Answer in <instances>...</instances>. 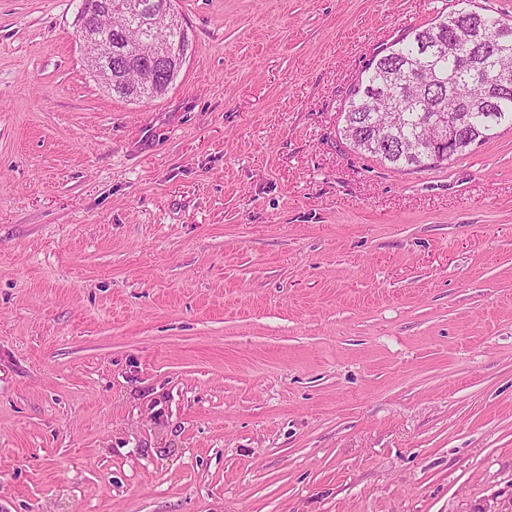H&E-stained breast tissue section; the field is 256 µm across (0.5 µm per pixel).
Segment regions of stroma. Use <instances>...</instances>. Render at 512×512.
Here are the masks:
<instances>
[{"label":"stroma","instance_id":"1","mask_svg":"<svg viewBox=\"0 0 512 512\" xmlns=\"http://www.w3.org/2000/svg\"><path fill=\"white\" fill-rule=\"evenodd\" d=\"M455 0H178L128 101L82 0H0V512H512V128L355 153ZM176 51L177 50L167 42L158 44L149 57L152 62V68L143 70L144 82H152L156 79L157 75L162 74V69L165 67L167 60H169Z\"/></svg>","mask_w":512,"mask_h":512}]
</instances>
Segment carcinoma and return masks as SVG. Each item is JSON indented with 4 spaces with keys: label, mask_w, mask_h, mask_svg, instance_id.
Wrapping results in <instances>:
<instances>
[{
    "label": "carcinoma",
    "mask_w": 512,
    "mask_h": 512,
    "mask_svg": "<svg viewBox=\"0 0 512 512\" xmlns=\"http://www.w3.org/2000/svg\"><path fill=\"white\" fill-rule=\"evenodd\" d=\"M136 2L137 14L125 16V4ZM112 4V93L123 99H151L164 95L179 75L178 59L168 70L166 81L146 87L127 79L120 65H146L148 42L171 39L188 43L187 30L167 25L170 0H107ZM463 8L443 14L412 30L405 38L375 56L365 66L344 108L343 135L352 147L395 169L439 166L451 160L448 147L440 146L428 126L439 116L457 111L469 97L479 99L492 85L472 83L468 58L480 56L491 63L490 76L497 68L512 72V19L486 10L467 7L469 0H457ZM489 28L491 44L460 46L455 56H441L437 47L454 39L461 28ZM512 126V88L496 94L495 101L473 110L470 124L460 133L465 143L459 155L470 146L490 140L502 126Z\"/></svg>",
    "instance_id": "1"
}]
</instances>
